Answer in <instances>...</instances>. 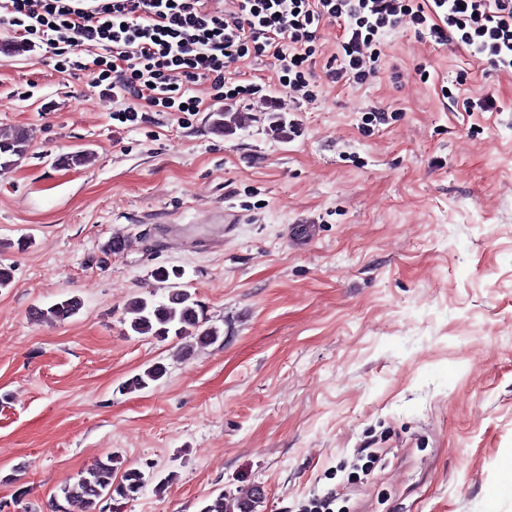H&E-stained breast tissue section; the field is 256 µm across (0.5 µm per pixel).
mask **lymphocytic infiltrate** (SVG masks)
<instances>
[{
	"label": "lymphocytic infiltrate",
	"mask_w": 512,
	"mask_h": 512,
	"mask_svg": "<svg viewBox=\"0 0 512 512\" xmlns=\"http://www.w3.org/2000/svg\"><path fill=\"white\" fill-rule=\"evenodd\" d=\"M0 0L14 39L46 47L56 71L103 65L105 95L124 101L118 120L141 107L193 112L192 85L209 82L214 101L258 96V84L228 85L224 73L247 55H267L279 82L297 97L317 95L314 72L320 22L337 21L336 55L324 65L336 82L375 74L385 38L403 22L453 44L502 71H512V0ZM93 53L85 61L84 53Z\"/></svg>",
	"instance_id": "1"
}]
</instances>
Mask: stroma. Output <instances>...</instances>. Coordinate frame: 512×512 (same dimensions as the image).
I'll return each instance as SVG.
<instances>
[{
    "mask_svg": "<svg viewBox=\"0 0 512 512\" xmlns=\"http://www.w3.org/2000/svg\"><path fill=\"white\" fill-rule=\"evenodd\" d=\"M53 66L0 23V133L29 136L0 170L5 512H50L110 456L147 484L106 512L251 489L255 512H298L332 488L346 512H512V73L406 23L376 74L309 102L273 58L233 64L283 109L219 135L212 113L236 106L207 84L198 113L123 123L88 73ZM488 95L496 111L458 105ZM162 269L216 343L130 331ZM73 297L66 320L31 314Z\"/></svg>",
    "mask_w": 512,
    "mask_h": 512,
    "instance_id": "obj_1",
    "label": "stroma"
}]
</instances>
